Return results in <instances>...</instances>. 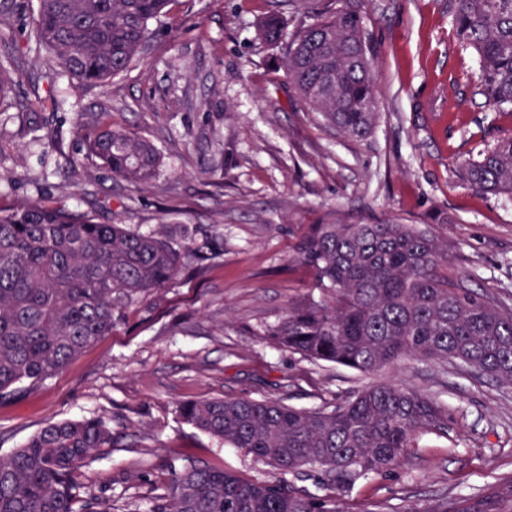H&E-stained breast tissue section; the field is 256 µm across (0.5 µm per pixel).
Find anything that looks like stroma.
<instances>
[{
	"label": "stroma",
	"instance_id": "obj_1",
	"mask_svg": "<svg viewBox=\"0 0 512 512\" xmlns=\"http://www.w3.org/2000/svg\"><path fill=\"white\" fill-rule=\"evenodd\" d=\"M452 4L357 0L377 48L379 101L361 140L309 111L289 85L284 46L257 36L266 13L280 14L290 35L336 0H171L131 71L83 87L63 79L51 97L48 53H24L0 93V166L10 173L0 206L47 199L144 233L163 220L196 224L223 238L224 253L123 309L111 334L0 405V456L48 423L108 418L118 445L77 481L115 512L132 501L145 508L187 457L249 480L271 473L184 423L180 403L272 397L316 409L374 380L439 395L448 432L418 435L400 467L357 482L350 512L469 494L512 473V387L424 360L367 377L263 334L289 303L319 293L296 256L313 224L419 225L447 241L448 269L464 287L512 303V196L479 192L458 173L512 133V115H492L477 95V56L459 45ZM104 112L161 150L150 184L115 181L87 159L74 118L91 133Z\"/></svg>",
	"mask_w": 512,
	"mask_h": 512
}]
</instances>
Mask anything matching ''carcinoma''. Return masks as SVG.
Returning a JSON list of instances; mask_svg holds the SVG:
<instances>
[{
	"instance_id": "cac0c4a2",
	"label": "carcinoma",
	"mask_w": 512,
	"mask_h": 512,
	"mask_svg": "<svg viewBox=\"0 0 512 512\" xmlns=\"http://www.w3.org/2000/svg\"><path fill=\"white\" fill-rule=\"evenodd\" d=\"M27 40L53 52L47 93L61 77L100 83L128 71L146 51L149 22L170 0H37ZM289 37L294 93L336 132L366 137L378 116L375 46L355 0H338ZM460 45L479 57V94L512 112V0H454ZM277 13L258 22L266 42L283 40ZM20 50L0 43V92ZM112 176L145 184L161 151L110 124L87 143ZM463 180L489 194L512 195V136L461 165ZM224 242L185 224L144 234L105 224L50 200L0 207V403L61 370L95 339L111 333L127 304L204 265ZM313 268L319 300L303 298L264 330L277 345L315 363L372 375L404 360L461 365L512 386V305L461 287L448 272V242L414 224H313L298 244ZM182 421L266 463L268 479L186 458L171 468L149 512H346L343 493L398 467L421 433L448 431V406L396 383H372L332 409H299L281 399L207 398L182 403ZM115 446L101 418L50 423L0 457V512H112L80 494L77 474ZM313 469L321 493L285 475ZM401 512H512V476L476 494L441 498Z\"/></svg>"
}]
</instances>
